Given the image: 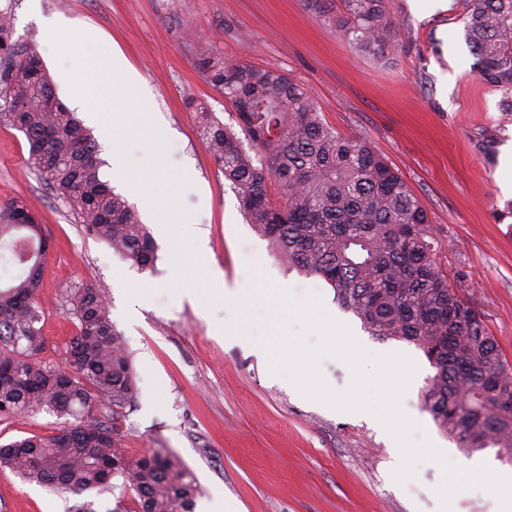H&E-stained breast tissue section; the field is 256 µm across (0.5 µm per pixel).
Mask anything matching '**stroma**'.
Returning <instances> with one entry per match:
<instances>
[{
  "label": "stroma",
  "mask_w": 512,
  "mask_h": 512,
  "mask_svg": "<svg viewBox=\"0 0 512 512\" xmlns=\"http://www.w3.org/2000/svg\"><path fill=\"white\" fill-rule=\"evenodd\" d=\"M7 7L16 38L35 49L54 87L65 74L87 71L97 55L121 54L140 84L114 101L112 114L131 125L145 107L152 126L116 148L111 123L79 115L100 146L104 179L135 207L158 246L155 268L143 270L76 223L31 168L24 135L0 125V204L22 199L49 241L36 298L40 360L65 362L76 326L66 289L97 288L129 352L138 395L120 416L108 404L96 406L95 416L116 419L129 458L155 450L178 457L200 486L195 512L216 500L233 512H437L436 464L419 463L413 477L396 481L401 451L374 414L305 397L286 374L272 372L267 347L244 335V325L263 326L266 312L236 301L239 284L308 285L370 354L415 363L405 413L451 462L465 459L421 408L435 373L423 352L371 336L330 286L275 254L203 147L188 102L232 119L197 66L204 54L274 67L301 83L328 125L362 136L402 174L431 217L449 287L479 311L512 362V218L500 216L512 202V178L503 173L512 157V112L501 111L500 93L472 70L462 0H388L410 40L386 62L352 50L304 0H0ZM60 18L64 28L51 30ZM158 164L177 177L164 213L124 179ZM187 226L205 232L203 256L177 253ZM179 270L186 276L176 286ZM63 424L44 412L19 415L0 422V443L51 435ZM79 505L136 509L133 494L119 486L60 494L0 472V512H75Z\"/></svg>",
  "instance_id": "obj_1"
}]
</instances>
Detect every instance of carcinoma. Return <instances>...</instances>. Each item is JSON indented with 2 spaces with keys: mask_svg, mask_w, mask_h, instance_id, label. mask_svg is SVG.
<instances>
[{
  "mask_svg": "<svg viewBox=\"0 0 512 512\" xmlns=\"http://www.w3.org/2000/svg\"><path fill=\"white\" fill-rule=\"evenodd\" d=\"M357 51L393 59L406 29L386 0H306ZM466 40L477 76L512 112V0H463ZM198 67L236 111L221 121L201 103L200 135L245 216L288 265L324 280L371 335L422 350L435 374L423 409L457 447L496 448L512 461V364L478 311L448 286L434 248L431 218L407 182L369 143L323 122L305 88L277 68L206 55ZM0 124L23 133L29 160L89 234L142 268L157 245L134 207L100 169L98 146L60 100L36 52L14 38L11 10L0 9ZM21 269L0 282V420L35 412L70 417L55 434L0 444V469L80 495L135 494L137 512H194L199 486L175 456L130 460L118 429L94 417L101 400L118 409L136 396L124 342L101 293L71 288L76 320L69 371L38 360L44 340L36 296L48 240L20 199L0 209V241Z\"/></svg>",
  "mask_w": 512,
  "mask_h": 512,
  "instance_id": "cac0c4a2",
  "label": "carcinoma"
}]
</instances>
